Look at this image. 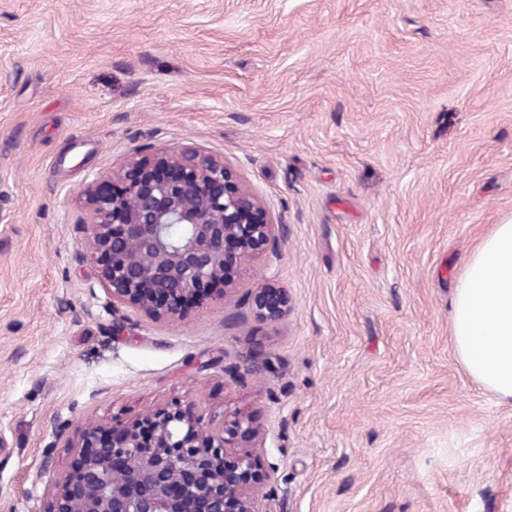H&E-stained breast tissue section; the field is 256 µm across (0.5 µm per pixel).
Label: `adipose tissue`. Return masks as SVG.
Here are the masks:
<instances>
[{
    "label": "adipose tissue",
    "instance_id": "ef3b65f1",
    "mask_svg": "<svg viewBox=\"0 0 512 512\" xmlns=\"http://www.w3.org/2000/svg\"><path fill=\"white\" fill-rule=\"evenodd\" d=\"M456 354L501 401L512 400V224L496 225L468 259L452 303Z\"/></svg>",
    "mask_w": 512,
    "mask_h": 512
}]
</instances>
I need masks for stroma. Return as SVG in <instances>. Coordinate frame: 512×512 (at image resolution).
I'll list each match as a JSON object with an SVG mask.
<instances>
[{
  "label": "stroma",
  "instance_id": "1",
  "mask_svg": "<svg viewBox=\"0 0 512 512\" xmlns=\"http://www.w3.org/2000/svg\"><path fill=\"white\" fill-rule=\"evenodd\" d=\"M1 74L0 512H49L85 420L175 397L253 416L258 512H512V402L450 314L512 221V0H0ZM164 146L223 157L279 243L172 322L81 248L93 175ZM253 306L260 316L271 322H277L288 313L290 298L284 288L268 282L255 291Z\"/></svg>",
  "mask_w": 512,
  "mask_h": 512
}]
</instances>
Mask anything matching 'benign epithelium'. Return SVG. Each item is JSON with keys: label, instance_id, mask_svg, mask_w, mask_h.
Instances as JSON below:
<instances>
[{"label": "benign epithelium", "instance_id": "1", "mask_svg": "<svg viewBox=\"0 0 512 512\" xmlns=\"http://www.w3.org/2000/svg\"><path fill=\"white\" fill-rule=\"evenodd\" d=\"M84 247L110 304L157 321L180 319L198 289L236 288L237 273L277 246L260 200L224 164L192 147H162L129 157L118 173L96 176L84 198ZM253 306L277 322L290 309L285 289L268 282ZM253 418L237 413L219 428L194 404L172 399L128 421L85 423L75 457L82 476L66 474L51 512H256L269 479Z\"/></svg>", "mask_w": 512, "mask_h": 512}]
</instances>
